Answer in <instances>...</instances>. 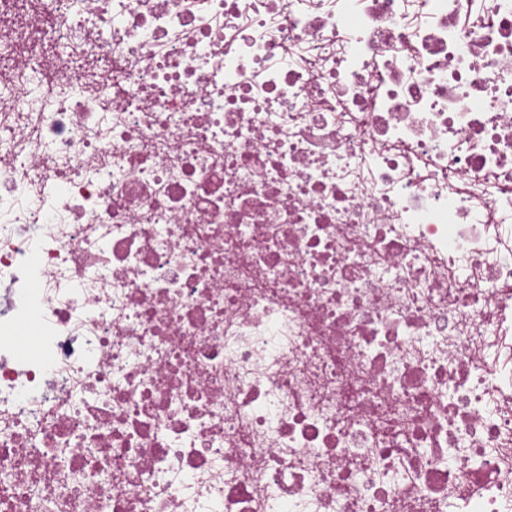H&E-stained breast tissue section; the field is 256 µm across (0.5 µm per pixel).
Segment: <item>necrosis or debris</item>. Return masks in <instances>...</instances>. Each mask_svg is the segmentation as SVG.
Segmentation results:
<instances>
[{
	"mask_svg": "<svg viewBox=\"0 0 512 512\" xmlns=\"http://www.w3.org/2000/svg\"><path fill=\"white\" fill-rule=\"evenodd\" d=\"M1 212L0 512H512V0H0Z\"/></svg>",
	"mask_w": 512,
	"mask_h": 512,
	"instance_id": "necrosis-or-debris-1",
	"label": "necrosis or debris"
}]
</instances>
